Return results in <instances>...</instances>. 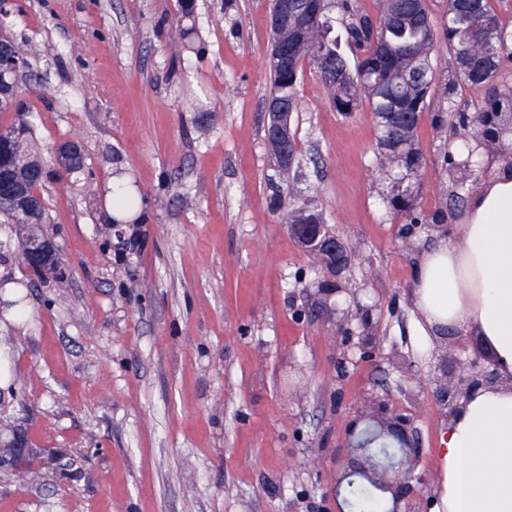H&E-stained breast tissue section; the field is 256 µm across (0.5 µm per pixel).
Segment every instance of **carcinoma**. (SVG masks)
Listing matches in <instances>:
<instances>
[{"instance_id":"cac0c4a2","label":"carcinoma","mask_w":512,"mask_h":512,"mask_svg":"<svg viewBox=\"0 0 512 512\" xmlns=\"http://www.w3.org/2000/svg\"><path fill=\"white\" fill-rule=\"evenodd\" d=\"M375 15L367 13L360 0H324V11L298 38L288 28V51L292 68L281 72L268 67L271 95L288 100V109L297 111V83L304 64L319 65L327 61L336 69V77L318 72L330 89L336 111L349 113L366 103L379 127V164L385 173L389 190L384 194L387 205L406 224H441L448 213L438 210L426 214L415 205L405 206L393 195L390 186L404 175L403 193L413 196L412 186L425 168V156L417 139L420 118L431 102L435 90L451 100L457 86L463 84L479 93L476 124L485 132L487 152L495 142L499 115L512 113V82L503 81L506 67L512 66V30L501 22L491 7V0H448L440 25H435L427 0H376ZM340 10L348 45L360 54L356 70L329 39L332 27L331 8ZM440 42L448 46L451 66L442 80H437L438 62L433 56ZM32 125L27 114L18 111L17 118L0 126V172L10 173L13 180L30 185L40 192L42 184L32 181L27 163L42 162L32 149ZM445 172L459 177L460 182L476 181L481 173L479 158L459 152L448 153ZM0 224L7 227L28 225L27 236L14 237L20 252L30 245V237L45 235L46 206L33 215L15 206L13 200L0 194ZM60 457L48 454L44 463L14 466L4 473L21 487L39 485L56 471ZM349 512H388L389 504L375 487L365 481L346 485Z\"/></svg>"}]
</instances>
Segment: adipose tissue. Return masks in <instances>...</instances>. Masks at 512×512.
Masks as SVG:
<instances>
[{
	"label": "adipose tissue",
	"mask_w": 512,
	"mask_h": 512,
	"mask_svg": "<svg viewBox=\"0 0 512 512\" xmlns=\"http://www.w3.org/2000/svg\"><path fill=\"white\" fill-rule=\"evenodd\" d=\"M413 303L422 335L478 337L502 376L471 394L440 438L442 512H512V175L485 183L457 235L419 256Z\"/></svg>",
	"instance_id": "ef3b65f1"
}]
</instances>
